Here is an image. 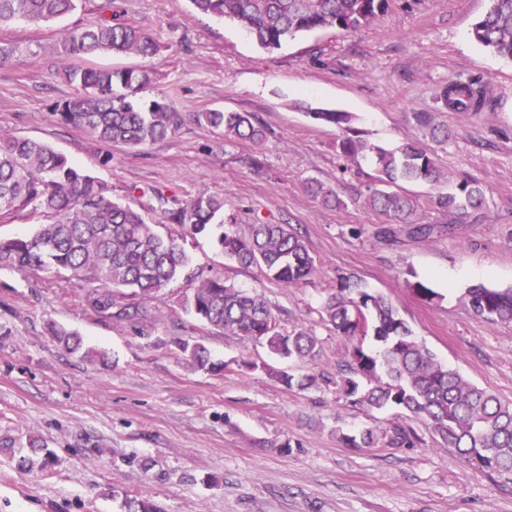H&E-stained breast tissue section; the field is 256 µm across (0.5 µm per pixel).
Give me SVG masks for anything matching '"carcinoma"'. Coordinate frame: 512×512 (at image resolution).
Here are the masks:
<instances>
[{
	"label": "carcinoma",
	"mask_w": 512,
	"mask_h": 512,
	"mask_svg": "<svg viewBox=\"0 0 512 512\" xmlns=\"http://www.w3.org/2000/svg\"><path fill=\"white\" fill-rule=\"evenodd\" d=\"M196 10L236 21L258 44L271 50L289 37L321 28L356 31L369 25L388 8L389 0H190ZM84 0H0V27L17 20L56 21L83 8ZM472 36L489 51L512 59V0H490L488 11L472 25ZM161 46L146 31L123 19L114 0H106L99 15L88 23L67 29L55 46L63 75L75 86L74 95L58 106L64 122L83 129L92 139L131 149L163 140L180 125V115L163 98L145 99L140 93L151 86L153 71L142 68H83L68 65L73 58L134 54L153 57ZM437 100L454 111L479 112L484 94L478 81L458 79L442 87ZM312 119L350 128L348 112L315 108ZM204 124L224 130V139H248L256 144L264 131L249 112L211 110L198 113ZM340 153L355 159L368 152L375 159L377 176L365 205L401 224L407 234L430 238L435 225L416 219L418 204L399 191L402 182L436 185L440 171L434 151L409 139L394 150L371 145L356 135L339 144ZM485 192L474 178L463 177L446 192H438L436 205L456 222L471 224L485 217ZM224 198L200 196L169 219L193 234L220 229L216 244L224 258L243 266H258L285 288H295L316 275L318 268L304 240L288 224L252 225L249 235L236 230V218L224 216ZM30 209L49 221L24 236L0 238V269L66 274L97 287L87 295L94 311L118 319H133L137 308L121 305L116 293L127 290L147 302L185 271L188 258L172 236L159 234L138 210L112 198L96 176L70 162L51 146L36 140L0 137V213ZM405 287L426 303L440 294L421 281ZM464 298L470 311L491 324H512V288L475 284ZM184 307L201 321L223 332L256 340L279 358L305 360L318 352V339L307 328L280 333L277 319L258 294L238 288L217 275L200 280ZM326 321L337 334L350 340L373 333L381 349L353 345L347 360L336 369V379L322 374L296 377L286 371L279 380L288 388L307 390L332 382L351 405L365 410L397 406L409 411L430 434L457 450L471 466L498 476L512 477V402L465 379L441 362L399 317L392 301L371 294L344 280L322 305ZM51 335L70 353L89 361H105L103 350L86 349L78 333L55 324ZM187 365L220 373L226 364L211 360L200 342H178ZM347 448H374L385 441L395 448L419 441L416 430L397 423L386 433L366 428L356 434L337 431ZM31 454L16 460L22 472L47 470L57 463L36 439L28 440ZM124 512H164L155 503L125 496Z\"/></svg>",
	"instance_id": "carcinoma-1"
}]
</instances>
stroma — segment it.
Masks as SVG:
<instances>
[{
    "mask_svg": "<svg viewBox=\"0 0 512 512\" xmlns=\"http://www.w3.org/2000/svg\"><path fill=\"white\" fill-rule=\"evenodd\" d=\"M102 4L86 0L54 22L0 28V38L26 48L0 65V136L49 144L104 182L113 199L146 207L163 234L174 228L167 213L202 195L224 197L243 234L257 221L292 224L318 273L286 288L260 268L225 260L211 237L185 233L184 274L146 303L147 319L116 320L88 307L91 284L0 270V437L41 438L58 457L50 470L25 473L0 452V512H122L125 494L165 512H512V482L469 466L429 432L412 448H347L336 436L413 423L408 411H366L334 384L291 390L277 377L283 370L335 376L351 344L323 325L320 305L347 277L391 299L440 361L512 401V325L486 322L463 299L473 284L512 286V61L471 35L489 0H390L357 31L304 33L271 51L190 0H116L122 18L165 50L150 60L89 57L86 65L151 67L147 97H165L182 117L174 134L136 150L95 142L56 110L75 88L57 75L51 47ZM470 75L485 84V110L441 108L437 91ZM302 102L352 113L362 139L390 149L448 130L447 142L434 146L440 185L402 186L417 199L420 222L438 233L378 238L382 219L364 204L376 175L371 158L341 157L344 129L313 120ZM212 109L252 113L265 129L263 144L225 142L222 131L196 120ZM416 112L428 113L429 126L416 124ZM465 176L486 192V219L450 235L434 197ZM312 179L346 208L311 194ZM215 274L262 295L282 333L313 329L315 359L289 364L186 313V295ZM412 276L441 300L411 294ZM51 322L107 350L111 363L66 353L47 330ZM181 340L204 344L224 373L186 365Z\"/></svg>",
    "mask_w": 512,
    "mask_h": 512,
    "instance_id": "35a3bbf8",
    "label": "stroma"
}]
</instances>
